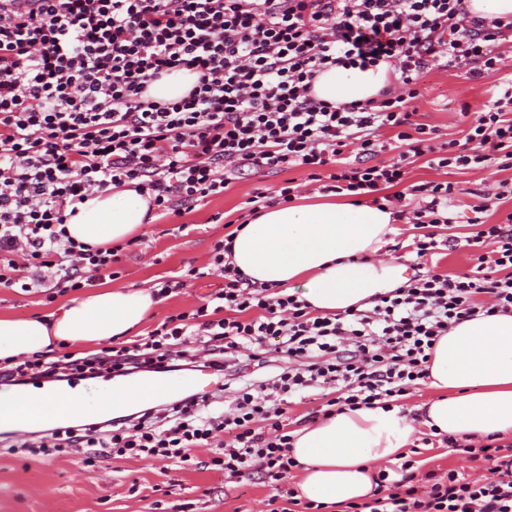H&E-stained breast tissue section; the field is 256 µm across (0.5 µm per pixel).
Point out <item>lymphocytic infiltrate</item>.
Returning <instances> with one entry per match:
<instances>
[{
    "label": "lymphocytic infiltrate",
    "instance_id": "1",
    "mask_svg": "<svg viewBox=\"0 0 512 512\" xmlns=\"http://www.w3.org/2000/svg\"><path fill=\"white\" fill-rule=\"evenodd\" d=\"M512 59V21L469 15L464 0H33L26 13L0 10V287L65 294L113 277L118 250L67 232V210L99 191L133 190L159 215L180 216L223 196L244 169H309L320 192L381 194L412 224L417 258L452 243L469 227L471 268L428 271L381 296L369 310L316 314L293 294L245 284L213 245L224 286L188 311L166 316L144 339L53 362L20 357L0 365V385L34 379H95L193 364L186 346L203 341L209 366L236 384L232 411H211L210 396L188 395L107 420L44 431L29 453L74 451L85 459H177L223 439L210 461L225 482L256 476L280 504L270 512H318L288 483L298 463L285 426L284 396L327 390L329 411L392 408L428 377L431 351L450 326L477 314L512 313V178L469 210L449 215L452 181L408 183V168L463 172L512 168V88L474 113L463 139L434 144L435 128L413 120L430 61L468 67L472 77ZM386 62L394 86L379 99L330 104L313 93L331 67ZM196 74L189 93L169 103L147 98L150 82ZM399 152L382 162L383 133ZM357 146L354 160L344 151ZM275 363L260 384H240L239 355ZM472 476L458 468L421 471L405 459L398 478L379 469L370 500L349 512H512V442L460 445Z\"/></svg>",
    "mask_w": 512,
    "mask_h": 512
}]
</instances>
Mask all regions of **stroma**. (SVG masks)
I'll use <instances>...</instances> for the list:
<instances>
[{
	"label": "stroma",
	"instance_id": "1",
	"mask_svg": "<svg viewBox=\"0 0 512 512\" xmlns=\"http://www.w3.org/2000/svg\"><path fill=\"white\" fill-rule=\"evenodd\" d=\"M512 69L474 79L465 68L429 67L421 81L416 107L420 122L438 128L442 138L458 137L466 126L463 109L496 100ZM295 180L299 202L314 198L305 171L249 172L223 197L200 203L183 216H155L137 233V244L125 247L116 265L118 287H157L161 278L179 276L188 266L205 265L225 222L247 215L255 190L275 196L285 180ZM224 274L188 281L180 293L163 299L145 324L153 329L165 316L199 304L222 287ZM67 296L46 303L44 295L0 288V316L26 318L58 311ZM0 442V512H267L270 491L258 480L225 483L222 474L194 469L177 460L112 461L87 465L77 453L43 459L13 454Z\"/></svg>",
	"mask_w": 512,
	"mask_h": 512
}]
</instances>
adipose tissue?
Segmentation results:
<instances>
[{"mask_svg":"<svg viewBox=\"0 0 512 512\" xmlns=\"http://www.w3.org/2000/svg\"><path fill=\"white\" fill-rule=\"evenodd\" d=\"M389 79L384 62L364 70L332 67L316 77L313 90L333 104L362 102L377 97ZM152 220L147 199L136 191L103 192L79 203L66 228L92 246L121 244ZM393 221L391 210L372 204L277 203L238 230L231 264L248 282L286 289L314 311L368 310L407 281L398 257H377L395 232ZM158 303L150 288H107L44 317H0V361L48 354L63 343L125 341L140 334ZM428 368L426 383L437 395L415 415L376 406L319 418L295 432L300 498L324 504L327 512L369 500L377 464L396 460L419 425L462 441L512 436V314L455 324L435 344ZM2 405L12 410L11 424L26 429L43 425L46 410L58 422L104 414L64 390L23 401L1 395Z\"/></svg>","mask_w":512,"mask_h":512,"instance_id":"obj_1","label":"adipose tissue"}]
</instances>
